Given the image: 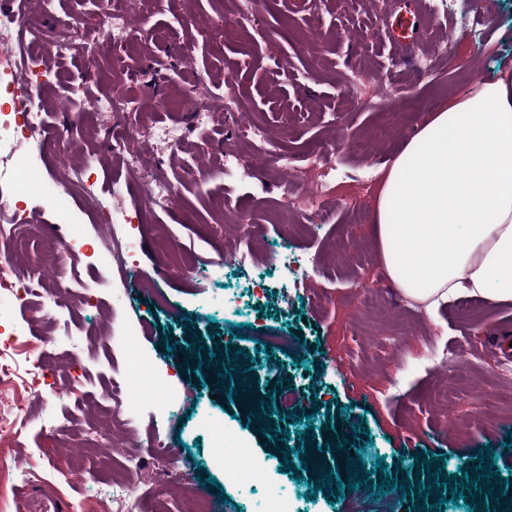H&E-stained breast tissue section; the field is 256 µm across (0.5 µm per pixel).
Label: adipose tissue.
<instances>
[{
  "mask_svg": "<svg viewBox=\"0 0 512 512\" xmlns=\"http://www.w3.org/2000/svg\"><path fill=\"white\" fill-rule=\"evenodd\" d=\"M374 229L389 279L426 310L462 295L512 302V76L428 118L387 172Z\"/></svg>",
  "mask_w": 512,
  "mask_h": 512,
  "instance_id": "obj_1",
  "label": "adipose tissue"
}]
</instances>
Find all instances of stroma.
Masks as SVG:
<instances>
[{
  "instance_id": "1",
  "label": "stroma",
  "mask_w": 512,
  "mask_h": 512,
  "mask_svg": "<svg viewBox=\"0 0 512 512\" xmlns=\"http://www.w3.org/2000/svg\"><path fill=\"white\" fill-rule=\"evenodd\" d=\"M481 2L477 9L472 0H422L426 47L407 57L388 39L395 0H271L259 26L242 30L236 17L251 0H140L128 30L133 49L119 62L100 56L92 81L82 45L99 42L106 10L96 0H37L46 37L59 20L79 22L75 49L36 62L60 77L39 101L68 136L30 149L29 171L41 189L21 193L35 235L10 262L0 261V281L44 270L58 282L80 281L92 305L73 315L55 297L34 294L23 308L0 288V397L14 407V434L0 441V512H40L44 491L64 498L71 512H114L107 480L135 458L142 469L131 512H187L194 494L206 495L212 512H266L274 494L288 512H408L412 497L379 490L381 479L400 468L407 484L427 482L418 461L427 453L443 458L452 476L476 465L486 446L509 480L500 502L512 503V377L501 375L512 359L491 349L512 326V303L477 298L464 319L454 300L410 317L411 300L382 276L373 234L377 170L392 164L407 129H419L469 86V73H512V0ZM143 29L166 38L139 42ZM349 68L369 69L364 91L373 107L349 105ZM156 72L162 80L150 106L130 102L133 88ZM229 82L239 106L229 123L201 125L180 108L190 91L223 111ZM158 126L182 131L181 145L163 143L153 133ZM249 126L261 128L260 142L238 138ZM121 137L156 156L175 187L169 206L147 208L130 269L141 282L135 293L113 287L110 257L91 248L109 230L93 222L94 209L118 217L144 206L143 173L113 157ZM338 140L350 148L326 169L315 150ZM235 143L255 162L245 186L224 174V147ZM77 151L93 186L73 189L63 215L42 190L69 183ZM320 181L333 207L327 223L310 224L289 201ZM252 225L253 263L244 270L223 263ZM57 226L64 241L51 234ZM286 251L319 262L296 288L270 263ZM94 329L112 336L111 351L87 340ZM436 349L446 353V368L432 362ZM239 350L253 381L244 396L233 391ZM139 356L167 382L158 405L114 422L111 447H80L72 425L103 424L83 406L109 384H130ZM446 385L455 399L448 409L434 399ZM294 412L309 423L291 420ZM157 435L172 448L162 464L150 457ZM344 438L352 448L339 447ZM298 446L303 454H295ZM353 453L367 469L384 465L382 476L332 501L314 491L320 471L346 480ZM305 457L311 465H302ZM167 469L177 481L163 480ZM256 470L259 486L233 478Z\"/></svg>"
}]
</instances>
